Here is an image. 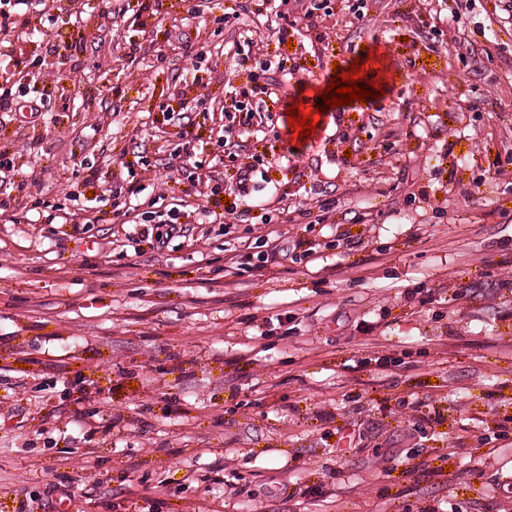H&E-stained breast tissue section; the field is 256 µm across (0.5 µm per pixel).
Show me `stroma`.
Segmentation results:
<instances>
[{"mask_svg": "<svg viewBox=\"0 0 512 512\" xmlns=\"http://www.w3.org/2000/svg\"><path fill=\"white\" fill-rule=\"evenodd\" d=\"M147 2L0 0V512H512V0ZM3 15V14H2ZM10 16L3 15L0 21V46L2 48H8L12 44L20 39L25 30L28 28V21L19 14L17 17L7 21ZM10 24L12 26H10ZM12 37V39H11Z\"/></svg>", "mask_w": 512, "mask_h": 512, "instance_id": "1", "label": "stroma"}]
</instances>
